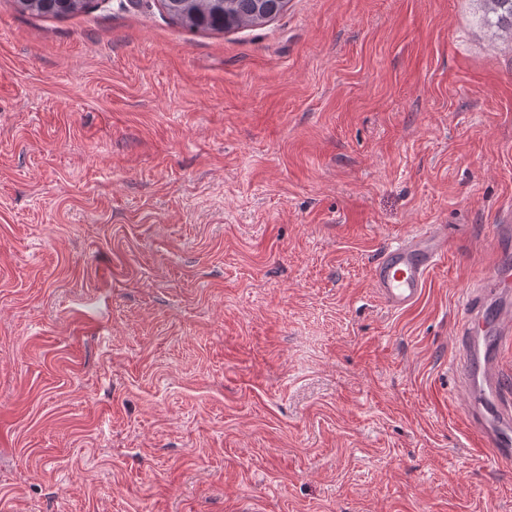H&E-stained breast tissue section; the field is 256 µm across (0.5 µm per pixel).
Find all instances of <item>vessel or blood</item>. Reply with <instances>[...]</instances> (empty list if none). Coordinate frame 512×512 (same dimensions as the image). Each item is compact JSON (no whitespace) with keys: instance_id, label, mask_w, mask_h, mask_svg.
I'll use <instances>...</instances> for the list:
<instances>
[{"instance_id":"1","label":"vessel or blood","mask_w":512,"mask_h":512,"mask_svg":"<svg viewBox=\"0 0 512 512\" xmlns=\"http://www.w3.org/2000/svg\"><path fill=\"white\" fill-rule=\"evenodd\" d=\"M445 239L416 232L385 249L371 268V281L395 311L420 299L430 271L444 257ZM456 378L469 395L468 427L487 447L490 466L512 464V378L503 370L512 355V266L495 262L468 292L456 326Z\"/></svg>"}]
</instances>
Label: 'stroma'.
Returning a JSON list of instances; mask_svg holds the SVG:
<instances>
[{
	"mask_svg": "<svg viewBox=\"0 0 512 512\" xmlns=\"http://www.w3.org/2000/svg\"><path fill=\"white\" fill-rule=\"evenodd\" d=\"M478 0H0V512H512L462 301L512 209ZM448 239L409 309L370 268ZM19 11L39 16L68 17L84 12L90 0H14ZM287 0H160L163 12L185 28L224 32L255 27L279 15Z\"/></svg>",
	"mask_w": 512,
	"mask_h": 512,
	"instance_id": "stroma-1",
	"label": "stroma"
}]
</instances>
